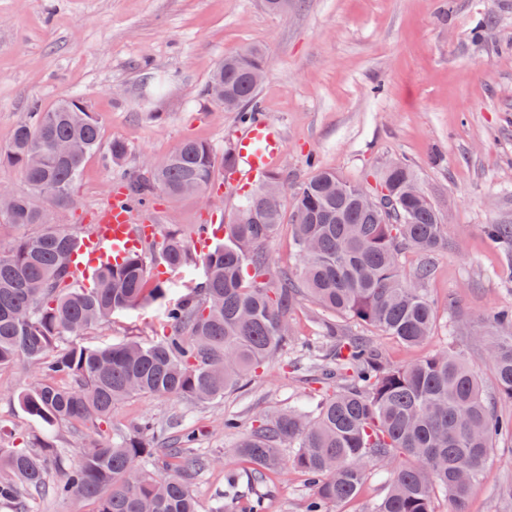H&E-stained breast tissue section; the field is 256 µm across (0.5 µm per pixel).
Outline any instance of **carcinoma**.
<instances>
[{"instance_id": "obj_1", "label": "carcinoma", "mask_w": 512, "mask_h": 512, "mask_svg": "<svg viewBox=\"0 0 512 512\" xmlns=\"http://www.w3.org/2000/svg\"><path fill=\"white\" fill-rule=\"evenodd\" d=\"M266 69L265 53L254 47L226 56L204 89L220 88L219 102L243 120L258 111L259 85L252 73ZM102 131L79 96L43 110L33 106L17 124L0 166L20 170L27 191L14 193L0 222L39 230L0 247V366L30 362L36 379L18 393L29 416L46 427L97 428L112 422V409L137 395L182 397L209 403L240 383L262 377L266 364L288 353V314L301 294L337 317L373 327L406 345L430 335L434 305L418 285L431 275L428 264L408 277L400 265L405 250L428 255L446 245L445 230L416 178L403 163L382 171L376 185L346 181L319 169L294 198L291 218L299 257L296 276L272 279L265 245L278 233L281 205L263 202L271 172L247 194L224 242L197 259L191 244L173 230L158 243L167 271L188 280L187 292L168 300L170 280L151 278L146 253L131 254L100 270L90 287L71 281L70 256L81 232L54 219L67 207L71 189ZM129 152L114 138L105 161L119 165ZM216 166L213 148L202 141L180 143L156 165L152 177L128 183L139 202L160 189L173 198L204 191ZM393 193L395 207L383 212L366 198ZM493 242L512 249V225L489 227ZM152 301L166 324L147 342L127 338L102 346L73 343L66 336L112 322V317ZM496 331L490 368L501 398L512 402V310L491 316ZM324 359L308 370L324 383L315 409L305 406L257 420L227 454L251 465L250 477L266 482L284 467L281 448L293 449L291 466L314 487L304 512H328L331 504L355 497L366 462L388 470L390 483L373 512H434L443 492L463 512L473 482L496 437L512 433V416L499 413L482 393L476 372L453 350L433 353L405 366H390L368 336H350L336 324ZM162 431L143 421L137 430L81 449L70 462L53 449L48 435L30 445L0 448V505L19 504L46 488L69 500L94 504L93 512H198L192 483L214 455L189 448V433L168 437L167 473L149 469ZM59 479L49 483V471ZM256 496L231 509L220 496L213 512H264Z\"/></svg>"}]
</instances>
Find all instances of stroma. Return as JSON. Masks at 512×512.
<instances>
[{
  "mask_svg": "<svg viewBox=\"0 0 512 512\" xmlns=\"http://www.w3.org/2000/svg\"><path fill=\"white\" fill-rule=\"evenodd\" d=\"M254 46L266 55L260 111L285 135L277 166L285 202L314 166L361 182L401 161L445 228L446 249L401 259L408 275L421 263L432 266L424 283L437 311L432 336L408 347L374 328L346 321L343 329L371 336L395 366L454 348L476 370L485 397L497 400L488 319L512 308V253L489 240L487 227L512 224V0H288L276 13L264 0H0V148L32 105L84 97L104 141L119 137L130 147L112 169L92 155L71 204L57 213L59 223L88 225L114 185L140 175L144 162L163 161L180 142H207L219 156L234 146L236 113L203 90L224 55ZM242 200V188H228L218 173L201 196L155 193L145 216L158 232L189 235L200 224L231 223ZM333 320L298 298L288 355L270 361L262 379L205 404L132 397L113 411L112 433L151 418L195 431L196 451L229 447L255 419L314 391L290 364L305 361L311 348H332L326 327ZM163 324L160 307L148 304L78 341L148 340ZM33 377L26 360L0 366V445L48 434L58 452L76 458L90 430H48L19 407L17 395ZM228 417L237 418V429L225 430ZM511 487L512 436H504L493 443L466 512H512L503 496ZM259 492L266 512H301L313 488L287 467Z\"/></svg>",
  "mask_w": 512,
  "mask_h": 512,
  "instance_id": "obj_1",
  "label": "stroma"
}]
</instances>
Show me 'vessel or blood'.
Instances as JSON below:
<instances>
[{"label":"vessel or blood","instance_id":"vessel-or-blood-1","mask_svg":"<svg viewBox=\"0 0 512 512\" xmlns=\"http://www.w3.org/2000/svg\"><path fill=\"white\" fill-rule=\"evenodd\" d=\"M282 142V129L265 118L245 125L236 136V165L231 183H259L275 169ZM154 233V226L143 222L139 206L126 191L114 192L110 202L98 212L94 227L71 255L72 278L90 280L106 263L140 248L142 241Z\"/></svg>","mask_w":512,"mask_h":512}]
</instances>
